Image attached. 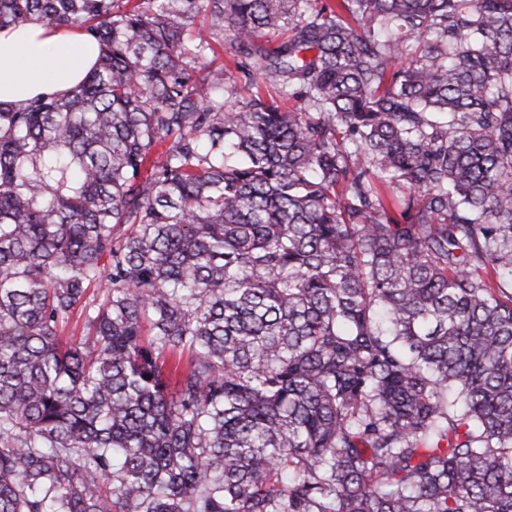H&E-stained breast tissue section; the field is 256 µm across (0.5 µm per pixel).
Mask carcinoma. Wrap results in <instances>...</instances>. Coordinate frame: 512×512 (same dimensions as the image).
Wrapping results in <instances>:
<instances>
[{"instance_id":"obj_1","label":"carcinoma","mask_w":512,"mask_h":512,"mask_svg":"<svg viewBox=\"0 0 512 512\" xmlns=\"http://www.w3.org/2000/svg\"><path fill=\"white\" fill-rule=\"evenodd\" d=\"M32 20L100 54L0 103V512H512V0Z\"/></svg>"}]
</instances>
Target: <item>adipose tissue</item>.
<instances>
[{
    "label": "adipose tissue",
    "mask_w": 512,
    "mask_h": 512,
    "mask_svg": "<svg viewBox=\"0 0 512 512\" xmlns=\"http://www.w3.org/2000/svg\"><path fill=\"white\" fill-rule=\"evenodd\" d=\"M99 50L85 32L31 22L0 32V102L15 106L76 87Z\"/></svg>",
    "instance_id": "ef3b65f1"
}]
</instances>
